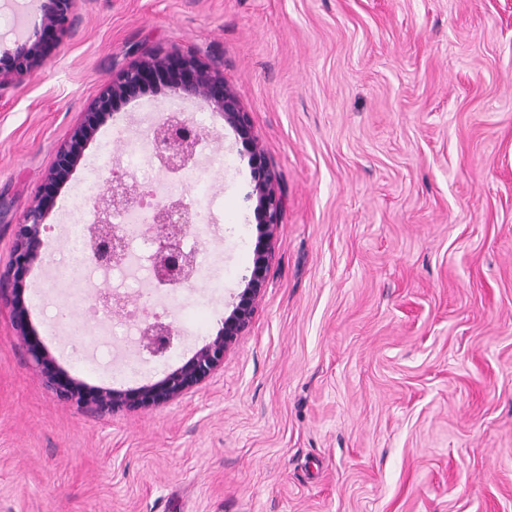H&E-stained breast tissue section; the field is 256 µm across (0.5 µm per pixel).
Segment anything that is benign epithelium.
I'll return each mask as SVG.
<instances>
[{
	"mask_svg": "<svg viewBox=\"0 0 512 512\" xmlns=\"http://www.w3.org/2000/svg\"><path fill=\"white\" fill-rule=\"evenodd\" d=\"M78 0H41V14L34 22L32 34L14 40L12 47L0 55V87L41 68L75 24ZM167 89L184 99L206 102L221 112L224 121L235 131L248 153L254 182L256 205L254 217L263 230L256 258L246 287L221 328L181 366L156 383L131 390L89 388L58 367L32 327L21 283L41 259L45 220L60 189L78 166L83 149L98 129L116 114L117 106L137 99L149 90ZM201 131L190 120L169 116L160 124L154 137V154L160 167L180 171L194 160ZM277 171L269 163L257 141L249 113L237 95L226 85L224 76L209 64L193 57L143 53L127 68L100 89L89 102L82 121L69 140L57 150L55 161L41 181L34 201L23 220L13 227V248L6 271L0 272V286L11 290L13 336L26 349L56 395L80 406L95 405L112 411H138L167 403L199 386L224 364L227 349L252 323L256 303L267 287L268 257L275 230L280 224L283 198ZM137 186L119 175H112L107 191L96 201L97 220L91 230L89 257L104 267L118 266L127 260V233L112 225V217L137 202ZM194 216L180 199L162 196L148 213L145 227L155 243L153 279L159 286L187 288L193 285L195 255L182 247L183 239L192 234ZM96 304L108 316L127 310L128 297L99 290ZM175 329L159 318L141 330L142 347L152 355H162L172 344Z\"/></svg>",
	"mask_w": 512,
	"mask_h": 512,
	"instance_id": "benign-epithelium-1",
	"label": "benign epithelium"
}]
</instances>
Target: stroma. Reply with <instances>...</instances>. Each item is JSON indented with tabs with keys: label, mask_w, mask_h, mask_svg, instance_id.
<instances>
[{
	"label": "stroma",
	"mask_w": 512,
	"mask_h": 512,
	"mask_svg": "<svg viewBox=\"0 0 512 512\" xmlns=\"http://www.w3.org/2000/svg\"><path fill=\"white\" fill-rule=\"evenodd\" d=\"M78 15L42 69L0 88L1 269L58 148L140 51L223 72L284 207L249 329L160 406L59 400L0 297V512H512V0H80ZM172 105L206 133L193 169L154 187L212 198L193 238L224 285L130 290L178 332L152 357L59 274L87 160L110 144L125 173ZM83 157L25 279L31 321L86 385L155 383L244 288L261 237L249 157L220 112L166 90L122 104ZM96 339L93 366L64 353Z\"/></svg>",
	"instance_id": "35a3bbf8"
}]
</instances>
